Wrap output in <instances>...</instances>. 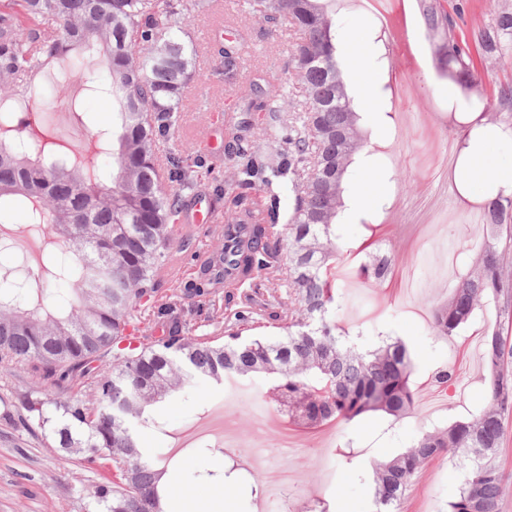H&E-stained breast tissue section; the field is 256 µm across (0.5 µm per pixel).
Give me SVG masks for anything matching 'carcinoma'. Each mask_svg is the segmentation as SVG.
I'll return each instance as SVG.
<instances>
[{"mask_svg": "<svg viewBox=\"0 0 512 512\" xmlns=\"http://www.w3.org/2000/svg\"><path fill=\"white\" fill-rule=\"evenodd\" d=\"M327 0H243L241 12L274 32L294 37L296 105L284 118L281 94L252 80L237 86L244 108L224 112V159L231 187L221 246L204 254L176 237L196 179L182 158L160 141L179 126L199 58L182 38L187 12L205 0H0V211L23 207L29 223L62 242L66 260L46 267L64 278L71 295L44 304L47 283L36 278L19 308L0 293V366H23L36 385L65 397L28 394L5 416L29 431L51 429L67 452L96 466L101 512H163L164 469L145 458L139 429L145 410L195 379L264 376L277 398L299 403L298 414L318 423L380 414L392 422L417 411L411 388L415 365L408 346L382 337L364 347L336 321L344 262L336 220L344 207L348 169L364 146L359 115L336 58ZM440 68L464 88L477 89L479 138L512 131V70L485 85L490 57L512 54V0H501L490 24L466 22L465 0H422ZM107 68V92L120 103V125L95 136L93 152L61 163L28 116L39 111L45 85L56 99L74 98L71 73L84 55ZM224 75L234 78L240 44L221 50ZM288 132L262 147L250 140L255 119ZM110 149L112 186L99 184L95 157ZM288 197L289 212L281 210ZM498 219L479 226L483 242L461 264L448 300L434 310L432 335L458 336L477 310L497 309L484 337L485 403L476 412L423 427L406 451L373 464L374 505L394 512L439 457L458 465L463 480L448 512H500L504 495L500 456L512 417V364L505 334L512 330V194L496 197ZM288 254L280 257L283 230ZM190 253L197 277L174 281L172 256ZM354 274L385 279L361 250ZM260 282L279 295L272 314L282 335L262 334L252 313L237 311L222 335H193L177 303Z\"/></svg>", "mask_w": 512, "mask_h": 512, "instance_id": "1", "label": "carcinoma"}]
</instances>
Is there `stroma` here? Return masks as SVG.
Wrapping results in <instances>:
<instances>
[{"label":"stroma","instance_id":"obj_1","mask_svg":"<svg viewBox=\"0 0 512 512\" xmlns=\"http://www.w3.org/2000/svg\"><path fill=\"white\" fill-rule=\"evenodd\" d=\"M205 13L186 14L183 27L197 44L200 65L178 131L162 144L165 151L179 154L185 142L201 143L212 135L216 149L204 153L205 165L198 171L195 196L205 198L216 214L228 205L224 186L231 174L224 163V122L222 112L234 100L224 89V76L217 70L215 47L227 41L249 46L241 63L240 77L248 80L255 72L279 86L292 80L289 61L294 41L284 34H270L266 24L241 16L239 0H208ZM336 56L347 76L349 95L355 96L359 81H369L386 106L377 112L365 111L362 102L354 104L360 114L365 146L349 168L348 203L338 219L337 243L344 265L355 268L357 249L369 236V225H378L379 236L390 237L398 260L409 263L421 291L413 298H396L388 286H361L346 282L336 303V317L345 326H359L362 345L374 343L379 332L402 338L414 353V382L444 362H460L456 392L448 397L443 413L450 416L460 407L472 410L483 404L476 380L483 372L481 344L483 332L496 320L494 307L478 311L463 337L435 341L431 334L433 305L443 300L450 280L441 273L444 257L460 260L475 250L480 240L468 221L469 203H482L495 192L486 178L469 174L464 195L444 194L431 178L429 162L442 156L444 137L453 133L463 142L467 131L461 126L447 128L445 107L458 105V88L441 76L431 62V49L424 39V24L415 20L403 32L402 45L392 48L377 38L372 18L362 13L357 0H342L334 13ZM353 49H346V39ZM422 64L414 71L416 95L410 111L431 112L433 136L403 123L395 108L391 71L408 63L410 56ZM119 105L111 97H85L80 118H73L67 102H57L45 133L59 152L76 155L89 150V140L98 128L111 125ZM373 187L372 199L363 207L352 204L365 187ZM428 195L435 207L446 209L454 220L448 223L437 243L426 242L428 227L411 223L396 206L397 196ZM26 215L19 210L0 213V232L10 237L12 246L0 249V289L10 290L24 276H37L40 253L26 229ZM271 383L257 376L217 384L195 382L173 396L151 406L148 413L155 425L142 429L140 444L147 456L158 461L177 483L164 488V496L179 501L183 512H303L307 498L328 500L331 512H373L372 465L405 451L417 437L419 428L408 417L395 426L372 416L336 425V447L326 474L318 448H305L296 458H286L282 449L257 440L255 447L232 451L197 447L190 432L201 430L205 417L214 410L228 409L234 422L247 426L253 411L268 401ZM356 438L353 456H345L349 438ZM298 467L301 480L282 499L266 504L261 481L247 473L248 464L275 468L282 461ZM230 472L229 484H221L215 473ZM463 479L459 467L445 459L427 464L412 494L398 512H447V504ZM100 481L95 466L76 462L59 448L52 433H30L17 424L0 420V512H96L95 488Z\"/></svg>","mask_w":512,"mask_h":512}]
</instances>
